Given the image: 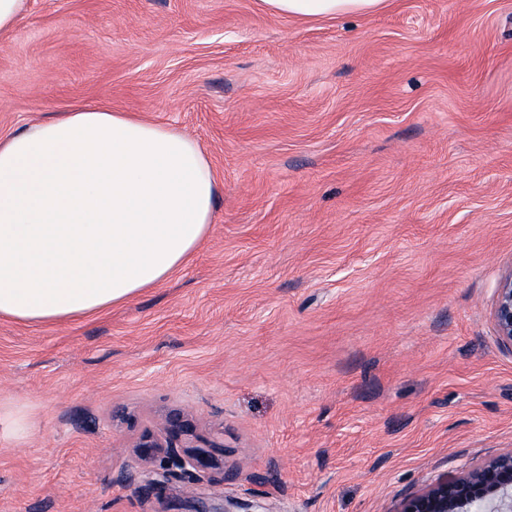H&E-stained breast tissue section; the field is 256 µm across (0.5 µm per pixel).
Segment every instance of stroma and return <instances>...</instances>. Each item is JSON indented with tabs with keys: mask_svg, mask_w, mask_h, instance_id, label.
<instances>
[{
	"mask_svg": "<svg viewBox=\"0 0 512 512\" xmlns=\"http://www.w3.org/2000/svg\"><path fill=\"white\" fill-rule=\"evenodd\" d=\"M77 105L198 140L214 219L123 304L0 318V512H399L512 448V0H27L0 137ZM174 411L223 466L138 461ZM265 10L293 18H332L347 14H368L385 0H259ZM493 318L497 336L512 348V271L502 277L496 288Z\"/></svg>",
	"mask_w": 512,
	"mask_h": 512,
	"instance_id": "35a3bbf8",
	"label": "stroma"
}]
</instances>
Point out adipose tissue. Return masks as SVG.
<instances>
[{"mask_svg": "<svg viewBox=\"0 0 512 512\" xmlns=\"http://www.w3.org/2000/svg\"><path fill=\"white\" fill-rule=\"evenodd\" d=\"M293 18L384 0H260ZM199 143L128 112L81 107L0 139V316L74 319L164 281L213 222Z\"/></svg>", "mask_w": 512, "mask_h": 512, "instance_id": "adipose-tissue-1", "label": "adipose tissue"}]
</instances>
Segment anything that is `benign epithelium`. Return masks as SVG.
Returning <instances> with one entry per match:
<instances>
[{
	"mask_svg": "<svg viewBox=\"0 0 512 512\" xmlns=\"http://www.w3.org/2000/svg\"><path fill=\"white\" fill-rule=\"evenodd\" d=\"M493 318L500 340L512 347V271L502 277L496 288ZM168 441L144 435L136 444L145 462L163 452L165 463L182 471L205 468L217 459L203 452H185L173 440L191 432L185 413H175L164 423ZM399 512H512V448L488 460L481 467L455 479H439L406 499Z\"/></svg>",
	"mask_w": 512,
	"mask_h": 512,
	"instance_id": "7a95c632",
	"label": "benign epithelium"
}]
</instances>
